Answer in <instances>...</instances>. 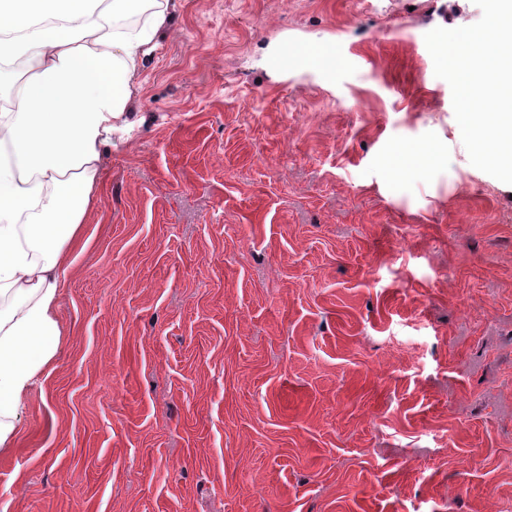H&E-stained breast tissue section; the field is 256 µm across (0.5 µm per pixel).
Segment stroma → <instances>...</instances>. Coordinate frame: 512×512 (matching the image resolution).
I'll use <instances>...</instances> for the list:
<instances>
[{"instance_id": "1", "label": "stroma", "mask_w": 512, "mask_h": 512, "mask_svg": "<svg viewBox=\"0 0 512 512\" xmlns=\"http://www.w3.org/2000/svg\"><path fill=\"white\" fill-rule=\"evenodd\" d=\"M481 16L172 0L0 512H512V185L424 40Z\"/></svg>"}]
</instances>
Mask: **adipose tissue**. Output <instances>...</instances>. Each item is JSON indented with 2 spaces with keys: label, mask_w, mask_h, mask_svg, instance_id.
<instances>
[{
  "label": "adipose tissue",
  "mask_w": 512,
  "mask_h": 512,
  "mask_svg": "<svg viewBox=\"0 0 512 512\" xmlns=\"http://www.w3.org/2000/svg\"><path fill=\"white\" fill-rule=\"evenodd\" d=\"M169 12L170 0H0V62L32 64L0 106V446L56 355L59 272Z\"/></svg>",
  "instance_id": "1"
}]
</instances>
